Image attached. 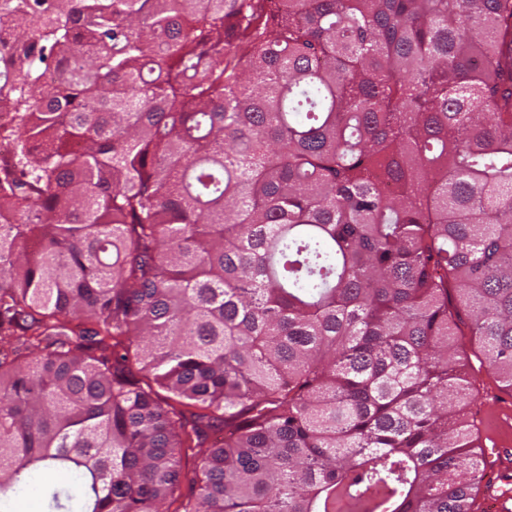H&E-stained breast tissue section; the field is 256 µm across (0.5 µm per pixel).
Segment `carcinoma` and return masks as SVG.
<instances>
[{
    "instance_id": "carcinoma-1",
    "label": "carcinoma",
    "mask_w": 512,
    "mask_h": 512,
    "mask_svg": "<svg viewBox=\"0 0 512 512\" xmlns=\"http://www.w3.org/2000/svg\"><path fill=\"white\" fill-rule=\"evenodd\" d=\"M0 103V512L33 469L43 512L73 471L77 512H164L183 448L182 512H472L512 0H0Z\"/></svg>"
}]
</instances>
